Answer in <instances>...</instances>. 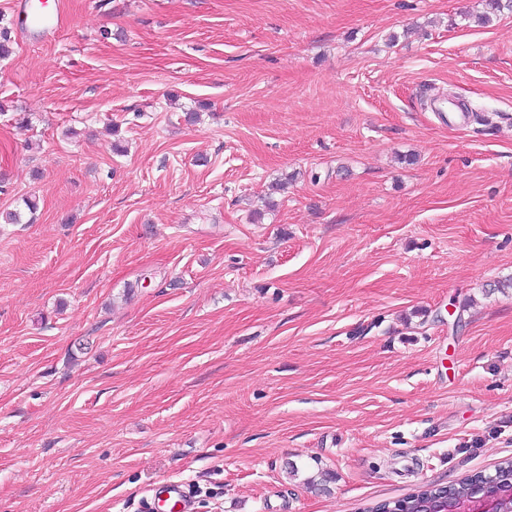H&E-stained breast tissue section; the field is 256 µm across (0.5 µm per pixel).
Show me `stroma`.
Returning <instances> with one entry per match:
<instances>
[{"mask_svg":"<svg viewBox=\"0 0 512 512\" xmlns=\"http://www.w3.org/2000/svg\"><path fill=\"white\" fill-rule=\"evenodd\" d=\"M24 2L0 512H362L512 457V13ZM158 502L164 503L162 508H150L151 512H164V506L168 501L178 505V512H194V502L189 492L180 482H167L159 488Z\"/></svg>","mask_w":512,"mask_h":512,"instance_id":"stroma-1","label":"stroma"}]
</instances>
